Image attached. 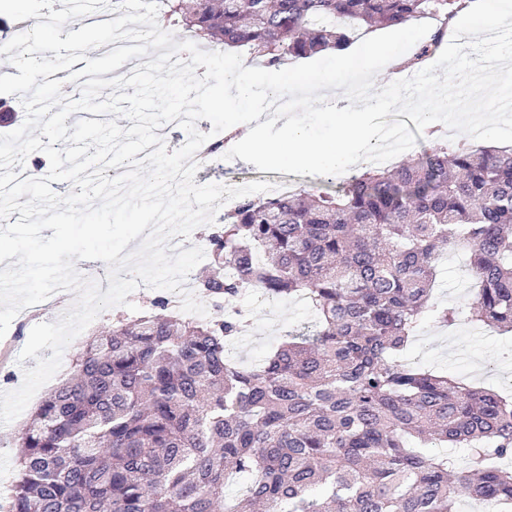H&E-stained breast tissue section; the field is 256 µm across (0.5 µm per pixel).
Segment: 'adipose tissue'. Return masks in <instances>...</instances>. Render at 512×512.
I'll list each match as a JSON object with an SVG mask.
<instances>
[{
    "mask_svg": "<svg viewBox=\"0 0 512 512\" xmlns=\"http://www.w3.org/2000/svg\"><path fill=\"white\" fill-rule=\"evenodd\" d=\"M418 38V31L411 28L386 35L374 34L358 53V78L354 81L339 77L309 84L278 67L259 69L249 62L239 61L225 94L234 111L227 123L228 131L233 134L227 152L238 156L268 153L285 163L342 172L365 163V145L381 141L382 133L371 129L366 121L370 101L364 91L376 87L378 76L384 70L388 71L391 83H402L406 75L398 69L400 48ZM357 83L363 85V93L354 92L353 86ZM273 87L285 89L291 100L290 108L278 133L259 141L252 134L250 121L239 120L238 115L253 112L254 100ZM310 98L316 103L315 109L300 111V103Z\"/></svg>",
    "mask_w": 512,
    "mask_h": 512,
    "instance_id": "1",
    "label": "adipose tissue"
}]
</instances>
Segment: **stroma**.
<instances>
[{"label":"stroma","mask_w":512,"mask_h":512,"mask_svg":"<svg viewBox=\"0 0 512 512\" xmlns=\"http://www.w3.org/2000/svg\"><path fill=\"white\" fill-rule=\"evenodd\" d=\"M337 173L333 170L317 172L300 165H286L264 153L243 158H225L223 166L198 168L196 184L221 182L227 186H240L251 181L285 183L292 187L307 186L328 190L335 186ZM466 251L449 255L434 295L441 303L468 309L471 303L472 283L465 272ZM62 294H54L46 301L20 311L12 321L6 337L14 352H21L32 327L53 321L55 307L62 302ZM249 331L229 347L230 356L245 366L259 363L274 347L282 335L290 330L310 324L313 313L309 306L290 299L269 300L261 295H250L245 300ZM123 306L103 311L66 348L62 365L52 378L59 385L72 374V362L79 349L91 341L95 334L111 327L116 316L126 314ZM404 357L415 365L467 377L474 385L495 390L512 397V334L474 326L467 320L445 327L422 318L414 342ZM30 417L22 412L12 422L0 425V496L4 495L16 476L17 439Z\"/></svg>","instance_id":"1"}]
</instances>
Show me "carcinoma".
I'll return each instance as SVG.
<instances>
[{"mask_svg": "<svg viewBox=\"0 0 512 512\" xmlns=\"http://www.w3.org/2000/svg\"><path fill=\"white\" fill-rule=\"evenodd\" d=\"M473 0H164L193 36L280 66L364 33L435 18L417 68ZM193 276L223 310L191 320L162 295L76 355L73 374L18 438L8 512H457L487 497L512 512V399L409 366L439 260L471 252L468 320L512 331V149L438 144L390 169L242 200L208 236ZM259 288L307 301L314 330L240 367L227 344L247 321L228 305ZM437 448L464 446L456 471ZM246 482L242 495L229 479Z\"/></svg>", "mask_w": 512, "mask_h": 512, "instance_id": "1", "label": "carcinoma"}]
</instances>
